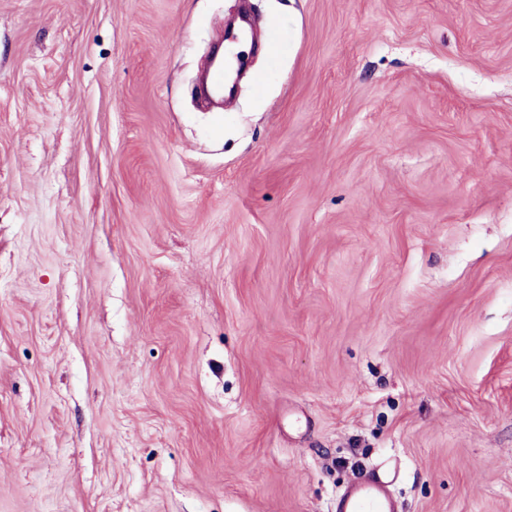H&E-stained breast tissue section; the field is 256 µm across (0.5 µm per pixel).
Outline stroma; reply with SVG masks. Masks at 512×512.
Here are the masks:
<instances>
[{"label":"stroma","instance_id":"1","mask_svg":"<svg viewBox=\"0 0 512 512\" xmlns=\"http://www.w3.org/2000/svg\"><path fill=\"white\" fill-rule=\"evenodd\" d=\"M0 0V512H512V0ZM211 72L207 73V83L210 92L214 95H221V89L224 85V79L228 82H232L230 87V91H234L239 83V81L243 78L244 75V67L241 64L235 72V77L233 76V72H226L220 65L212 66ZM388 483L379 476L355 482L336 506V512H394L387 497Z\"/></svg>","mask_w":512,"mask_h":512}]
</instances>
